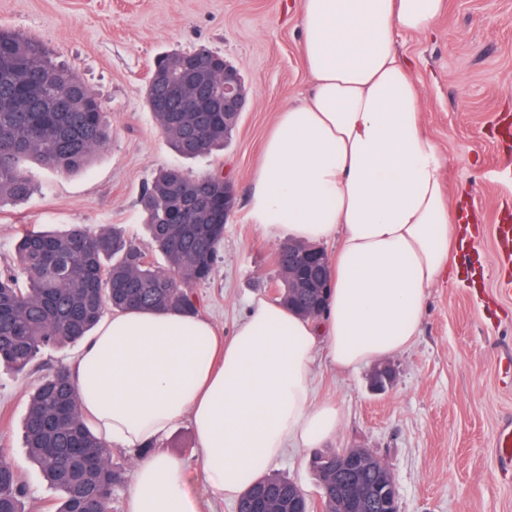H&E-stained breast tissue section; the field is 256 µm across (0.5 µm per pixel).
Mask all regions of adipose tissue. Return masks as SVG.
Listing matches in <instances>:
<instances>
[{
	"instance_id": "ef3b65f1",
	"label": "adipose tissue",
	"mask_w": 512,
	"mask_h": 512,
	"mask_svg": "<svg viewBox=\"0 0 512 512\" xmlns=\"http://www.w3.org/2000/svg\"><path fill=\"white\" fill-rule=\"evenodd\" d=\"M445 0H300L308 96L282 108L254 176L249 216L270 239H338L323 316L253 299L233 335L202 315L130 310L102 321L72 366L107 446L135 451L128 512H192L190 471L160 449L189 418L207 492L239 498L288 445L333 438L314 404L315 354L353 371L408 348L426 294L451 264L444 162L423 130L420 90L396 49Z\"/></svg>"
}]
</instances>
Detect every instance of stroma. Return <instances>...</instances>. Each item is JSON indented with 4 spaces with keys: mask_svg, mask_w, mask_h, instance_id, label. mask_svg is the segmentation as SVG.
Returning <instances> with one entry per match:
<instances>
[{
    "mask_svg": "<svg viewBox=\"0 0 512 512\" xmlns=\"http://www.w3.org/2000/svg\"><path fill=\"white\" fill-rule=\"evenodd\" d=\"M299 0H0V29L40 41L53 60L93 90L112 119V140L84 171L60 175L26 164L33 195L0 209V266L33 225L60 230L119 225L148 238L136 206L142 184L163 167L232 179L237 206L224 227L215 275L196 284L199 312L231 335L253 298L274 299L277 242L252 223L248 196L275 117L309 89L300 54ZM205 47L240 72L252 101L223 151L183 161L145 105L154 58ZM422 95V125L446 167L451 215L467 213L470 244L454 247L458 270L429 289L420 333L391 357L394 386L370 391L368 367L339 372L316 356L315 402L342 421L332 449L369 448L391 469L400 512H512V463L498 447L512 425V257L496 235L512 225V0H446L431 32L401 35ZM37 368L0 367V448L29 489V512H52L56 494L23 448L22 420ZM313 452L287 448L268 470L287 473L313 506L320 493Z\"/></svg>",
    "mask_w": 512,
    "mask_h": 512,
    "instance_id": "obj_1",
    "label": "stroma"
}]
</instances>
